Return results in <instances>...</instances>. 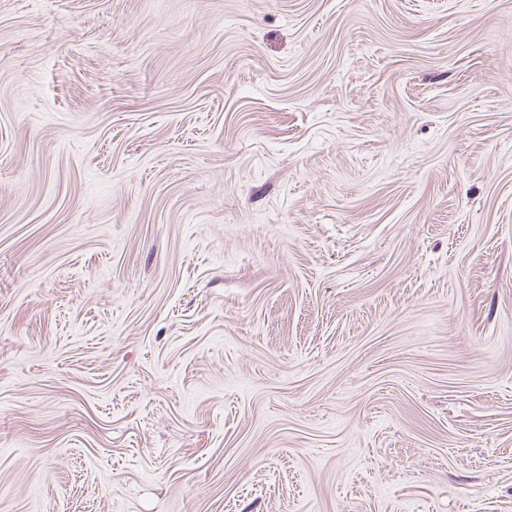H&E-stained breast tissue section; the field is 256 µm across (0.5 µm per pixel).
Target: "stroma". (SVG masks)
I'll use <instances>...</instances> for the list:
<instances>
[{
  "label": "stroma",
  "instance_id": "obj_1",
  "mask_svg": "<svg viewBox=\"0 0 512 512\" xmlns=\"http://www.w3.org/2000/svg\"><path fill=\"white\" fill-rule=\"evenodd\" d=\"M0 512H512V0H0Z\"/></svg>",
  "mask_w": 512,
  "mask_h": 512
}]
</instances>
